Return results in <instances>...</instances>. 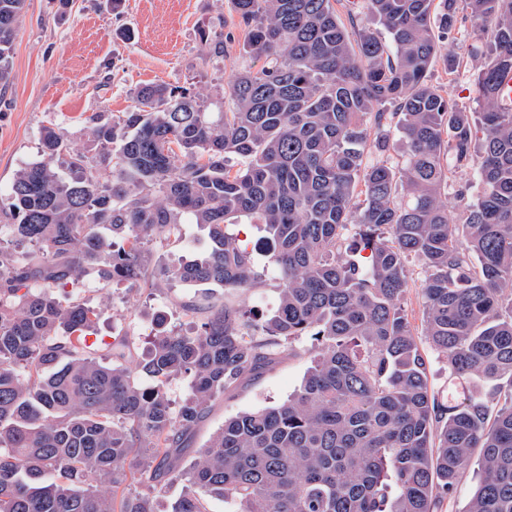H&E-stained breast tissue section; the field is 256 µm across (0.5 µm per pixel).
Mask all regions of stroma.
<instances>
[{
  "mask_svg": "<svg viewBox=\"0 0 512 512\" xmlns=\"http://www.w3.org/2000/svg\"><path fill=\"white\" fill-rule=\"evenodd\" d=\"M469 15L467 6H460L457 26L441 42V60L428 79L459 107L474 112L478 103L471 63L484 40L474 35ZM218 23L224 26V54L215 57L203 50L198 32ZM244 40L227 0H124L118 11L109 0H26L17 23L9 82L0 85V197L8 194L15 172L38 158L45 127H57L69 144L83 146L92 118L101 113L121 116L140 86L184 87L203 93L210 111L221 110L228 82L243 69L260 66L241 55ZM447 55L461 61L457 72L445 69L442 59ZM448 190V218L462 224L467 203L481 191L478 177L471 170L450 172ZM226 232L252 248L262 274L261 284L240 293V300L272 313L281 280L264 231L243 221L227 225ZM207 244V228L186 220L178 238L151 243V263L159 270L171 268L193 258ZM77 295L97 315L88 345L102 355L114 338L122 336L137 358L148 346L157 314L167 315L171 329H186L192 316L183 310V302L220 300L224 290L179 281L102 287L90 273ZM310 348V338L302 337L273 368L212 402L195 430L194 447H203L225 419L275 405L298 389L311 365ZM422 352L435 394L457 403L482 392L481 384L454 377L446 359L430 344H423Z\"/></svg>",
  "mask_w": 512,
  "mask_h": 512,
  "instance_id": "1",
  "label": "stroma"
}]
</instances>
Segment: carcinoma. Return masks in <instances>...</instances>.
<instances>
[{"label":"carcinoma","instance_id":"obj_1","mask_svg":"<svg viewBox=\"0 0 512 512\" xmlns=\"http://www.w3.org/2000/svg\"><path fill=\"white\" fill-rule=\"evenodd\" d=\"M263 58L224 92V110L181 87L138 89L118 119H91L88 150L43 130L40 157L14 175L0 231V512H156L132 492L184 484L171 512H434L479 452L465 512H512V0H469L478 120L431 85L457 0H363L390 42L357 39L332 0H229ZM25 0H0V82ZM224 24L203 28L224 55ZM408 146L388 161V130ZM377 159L364 162L366 148ZM473 170L482 193L448 221V171ZM189 214L209 230L199 257L160 271L215 284L227 297L187 301L193 330L160 315L145 356L122 339L108 360L87 351L95 313L65 288L92 271L104 284L149 276V242ZM254 218L269 233L282 288L263 317L231 296L261 282L253 251L225 227ZM104 227L106 239L97 233ZM358 229L368 264L342 250ZM426 269L424 336L452 375L492 384L450 406L431 391L404 309L407 262ZM303 336L313 360L286 400L224 420L181 463L210 403L274 363ZM190 377L175 406L166 384ZM153 381L145 385L139 378ZM109 484L112 492L100 490Z\"/></svg>","mask_w":512,"mask_h":512}]
</instances>
